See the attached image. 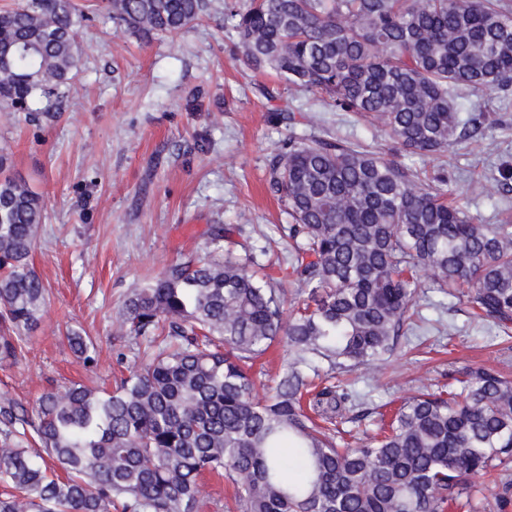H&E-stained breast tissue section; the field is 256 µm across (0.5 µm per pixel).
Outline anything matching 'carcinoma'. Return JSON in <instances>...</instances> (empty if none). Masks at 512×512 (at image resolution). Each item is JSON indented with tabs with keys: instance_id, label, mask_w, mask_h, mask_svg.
Instances as JSON below:
<instances>
[{
	"instance_id": "cac0c4a2",
	"label": "carcinoma",
	"mask_w": 512,
	"mask_h": 512,
	"mask_svg": "<svg viewBox=\"0 0 512 512\" xmlns=\"http://www.w3.org/2000/svg\"><path fill=\"white\" fill-rule=\"evenodd\" d=\"M206 0H103L121 30L175 37ZM244 62L381 121L398 148L439 157L491 127L462 116L459 92L512 90V11L498 0L225 2ZM73 0H24L0 13V108L60 97L78 70ZM0 153V362L15 359L47 289L30 266L45 219L38 193L7 174ZM295 242L304 297L283 299L248 262L206 256L171 263L134 289L122 326L154 349L114 391L71 384L44 393L38 423L0 396V512H197L201 478L234 486L242 512H444L470 497L467 479L512 457V383L490 369L448 390L420 392L389 432L343 448V376L391 354L415 304L417 272L464 298L512 336V224H477L441 171L419 180L395 157L338 139L292 135L268 166ZM294 358L272 393L254 394L249 363L280 335ZM87 365L91 340L67 336ZM327 365L334 380L314 377ZM33 431L52 461L23 441ZM292 449L297 479L278 450Z\"/></svg>"
}]
</instances>
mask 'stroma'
Segmentation results:
<instances>
[{
    "label": "stroma",
    "instance_id": "35a3bbf8",
    "mask_svg": "<svg viewBox=\"0 0 512 512\" xmlns=\"http://www.w3.org/2000/svg\"><path fill=\"white\" fill-rule=\"evenodd\" d=\"M177 40L175 49L165 39L146 44L93 14L78 33L84 53L58 117L0 112V148L46 211L32 264L48 297L16 360L0 363V395L27 411L66 383L111 390L140 369L145 346L120 329L116 311L168 264L208 254L213 225L231 229L225 252L252 256L286 302L298 301L288 276L289 218L267 188L268 159L291 134L389 147L376 121L333 111L274 72L247 67L224 0H207L204 15ZM461 103L495 124L449 148L450 186L479 222L512 224V180L499 174L512 165V108H500L490 92H463ZM283 105L293 123L275 120ZM416 302L419 317L395 351L352 374L364 418L349 423L351 444L376 434L381 416L419 388L446 384L457 371L492 367L512 380V339L439 291L421 289ZM71 330L94 340V366L71 349ZM291 356L282 340L256 362L258 397ZM472 485L471 506L446 512H499L497 498H512V467Z\"/></svg>",
    "mask_w": 512,
    "mask_h": 512
}]
</instances>
